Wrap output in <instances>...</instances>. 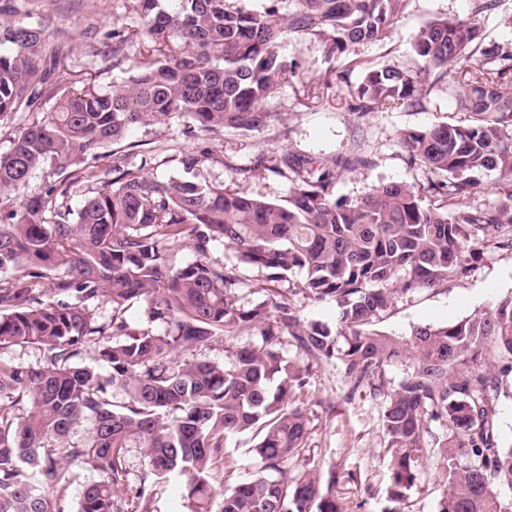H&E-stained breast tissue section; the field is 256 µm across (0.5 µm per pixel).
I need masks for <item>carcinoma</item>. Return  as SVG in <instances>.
<instances>
[{
  "label": "carcinoma",
  "mask_w": 512,
  "mask_h": 512,
  "mask_svg": "<svg viewBox=\"0 0 512 512\" xmlns=\"http://www.w3.org/2000/svg\"><path fill=\"white\" fill-rule=\"evenodd\" d=\"M138 0L144 25L112 30V67L139 38L165 48L103 91L63 95L0 154V190L49 165L58 173L100 157L133 127L188 120L209 136L224 128L258 130L288 71L286 36L309 31L333 55L385 39L408 0ZM469 17H439L416 34L418 67L371 66L350 110L425 109L448 83L465 123L405 128L397 139L411 166L431 174L419 191L407 183L373 187L350 201L336 179L368 161L352 150L330 159L264 155L262 166L290 179L286 203L222 184L157 180L141 168L112 166V180L76 209L48 208L65 195L55 185L0 216V350L40 352L35 365L0 360V512H67L66 493L81 471L93 474L75 512H147L159 483L174 479L187 512H343L340 476L288 475L307 451L308 419L296 398L307 384L281 352L291 336L313 358L340 364L350 393L384 388V367L411 352L415 365L388 392L382 415L394 498L418 479L429 422L445 420L438 442L448 461L440 512H512V445L503 443L498 400L512 375V293L456 324L395 336L372 329L398 296L465 278L495 249L512 250V37L484 42L481 23L500 0H468ZM0 0V116L25 111L63 56L46 45L42 24L8 19ZM212 158L182 155L190 172ZM497 174L494 198L471 202L479 176ZM437 198L426 203L424 194ZM191 225L195 260L173 263L172 247ZM218 243L240 263L278 282L297 271L314 305L334 302V327L300 319L283 294L249 306L236 300V267L210 259ZM47 287L42 288L40 284ZM157 328L125 313L135 303ZM111 308L108 316L102 307ZM259 327L262 343L227 351L226 361L196 355L235 330ZM98 352L106 371L81 359ZM27 405L23 416L19 407ZM85 426L88 434L76 435ZM254 430L261 460L250 480L216 492L229 435ZM146 465L139 486L125 483L127 449Z\"/></svg>",
  "instance_id": "cac0c4a2"
}]
</instances>
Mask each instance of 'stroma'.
Segmentation results:
<instances>
[{
    "mask_svg": "<svg viewBox=\"0 0 512 512\" xmlns=\"http://www.w3.org/2000/svg\"><path fill=\"white\" fill-rule=\"evenodd\" d=\"M134 0H18L12 20L18 25L42 23L49 43L65 42L67 56L43 85L31 110L0 119V154L6 153L22 128L39 121L57 99L78 90L88 79L100 88L121 81L125 73L112 66V42L108 32L142 23ZM467 14L466 0H409L383 41L359 46V59L372 65L412 67L416 57L411 43L429 20ZM284 54L292 64L280 88L264 105L272 118L261 129L225 128L201 140L184 122L172 121L149 130L134 129L106 150L94 166L71 168L70 188L64 202L77 206L84 194L96 190L98 176L113 165L143 166L145 174L158 179H191L237 186L250 195L271 202L288 196V180L259 166L257 159L271 153H289L298 158L330 157L351 149L369 160L367 167L343 174L337 183L340 196L356 200L379 184L406 182L423 185L427 175L410 166L397 142L399 130L429 127L463 120L454 95L436 89L432 102L421 111L390 109L366 117L350 112L348 103L361 81V72L349 69L345 60L327 54L313 35L290 38ZM208 148L215 156L193 173L179 163L182 154ZM53 168L43 166L28 181L0 192V214L23 206L49 185L59 182ZM211 259L233 265L241 279L239 304L263 299L265 273L238 264L234 250L216 245ZM512 292V250H496L469 277L451 279L433 289L397 298L377 327L406 336L419 326L453 324L486 311L500 296ZM282 352L289 360L306 367L307 386L297 399L309 421L306 446L311 467L341 476L336 496L346 512H439L447 479L448 463L436 443L448 432L444 421L431 422L426 438L422 468L405 498L393 499L382 414L387 389L393 388L413 366L411 359L392 361L385 367L386 390L381 394L350 393L339 364L314 360L299 350L291 337H284ZM252 433L231 436L224 450L225 468L215 476L216 487L248 480L260 466L252 453Z\"/></svg>",
    "mask_w": 512,
    "mask_h": 512,
    "instance_id": "35a3bbf8",
    "label": "stroma"
}]
</instances>
